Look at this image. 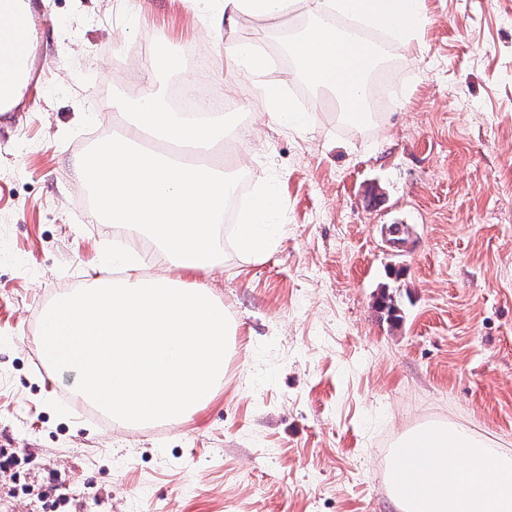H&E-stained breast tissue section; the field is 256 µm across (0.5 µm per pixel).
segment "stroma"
<instances>
[{
  "label": "stroma",
  "instance_id": "obj_1",
  "mask_svg": "<svg viewBox=\"0 0 512 512\" xmlns=\"http://www.w3.org/2000/svg\"><path fill=\"white\" fill-rule=\"evenodd\" d=\"M44 77L0 112V512H399L387 481L397 438L450 422L512 451V0H424L382 119L337 123L298 103L305 130L262 108L285 66L228 72L234 32H205L191 0H31ZM145 93L196 82L180 52L206 47L207 80L233 86L234 143L250 191L273 184L274 244H225L212 269L170 265L142 239L146 276L211 289L235 328L224 381L191 417L115 424L62 398L36 339L43 311L121 243L75 165L133 122L128 50L145 35ZM390 294L392 323L377 300Z\"/></svg>",
  "mask_w": 512,
  "mask_h": 512
}]
</instances>
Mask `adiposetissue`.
<instances>
[{
    "mask_svg": "<svg viewBox=\"0 0 512 512\" xmlns=\"http://www.w3.org/2000/svg\"><path fill=\"white\" fill-rule=\"evenodd\" d=\"M294 0H196L212 28L234 30L243 17L268 25L287 15ZM312 28L298 37L291 51L301 73L314 85L333 91L348 90L342 102L351 113L361 109L363 97L353 79L372 62L370 44L344 35L341 22L360 18L369 28L402 41L422 21L421 0H411L406 12L393 11L386 0H303ZM277 209L272 191L263 190L252 201L239 225L236 244L259 259L271 248L268 227ZM425 440L432 459L398 498L400 512H512V452L497 449L489 439L465 428L438 423L403 436L400 447Z\"/></svg>",
    "mask_w": 512,
    "mask_h": 512,
    "instance_id": "obj_1",
    "label": "adipose tissue"
}]
</instances>
